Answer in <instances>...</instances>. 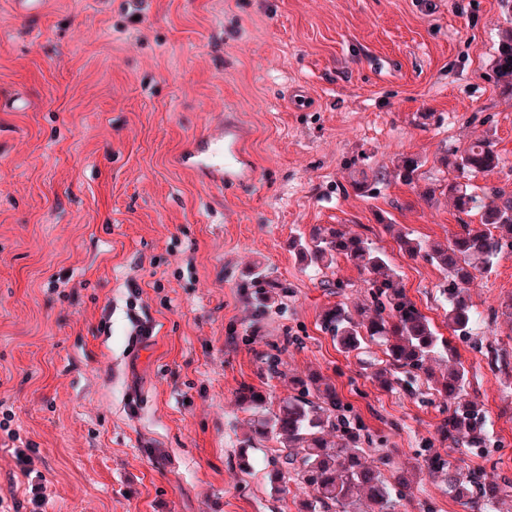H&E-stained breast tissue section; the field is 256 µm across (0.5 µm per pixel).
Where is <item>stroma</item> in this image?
Returning a JSON list of instances; mask_svg holds the SVG:
<instances>
[{
    "label": "stroma",
    "mask_w": 512,
    "mask_h": 512,
    "mask_svg": "<svg viewBox=\"0 0 512 512\" xmlns=\"http://www.w3.org/2000/svg\"><path fill=\"white\" fill-rule=\"evenodd\" d=\"M505 23L500 0H48L34 18L0 0V512H297L237 400L281 344L274 399L328 376L411 465L437 405L419 383L383 390L321 331L333 298L291 241L368 236L445 332L439 271L384 227L442 241L477 223L425 191L488 131L501 163L474 183L512 191ZM224 114L250 131L256 179L222 188L174 160ZM257 268L288 286L262 318ZM470 294L476 335L512 355V318L488 314L512 299L511 250ZM455 346L496 446L448 460L512 478V378ZM502 7L509 15L507 26L503 27L498 35L496 55L494 59V73L496 84L502 94L512 96V1L501 0ZM507 46V49H504Z\"/></svg>",
    "instance_id": "1"
}]
</instances>
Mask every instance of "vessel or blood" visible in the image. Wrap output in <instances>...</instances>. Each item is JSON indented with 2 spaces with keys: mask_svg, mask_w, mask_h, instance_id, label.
<instances>
[{
  "mask_svg": "<svg viewBox=\"0 0 512 512\" xmlns=\"http://www.w3.org/2000/svg\"><path fill=\"white\" fill-rule=\"evenodd\" d=\"M247 137V129L239 122L216 123L198 137L195 148L181 155L178 163L205 173L218 186L253 181L255 173L242 159V145Z\"/></svg>",
  "mask_w": 512,
  "mask_h": 512,
  "instance_id": "obj_1",
  "label": "vessel or blood"
}]
</instances>
